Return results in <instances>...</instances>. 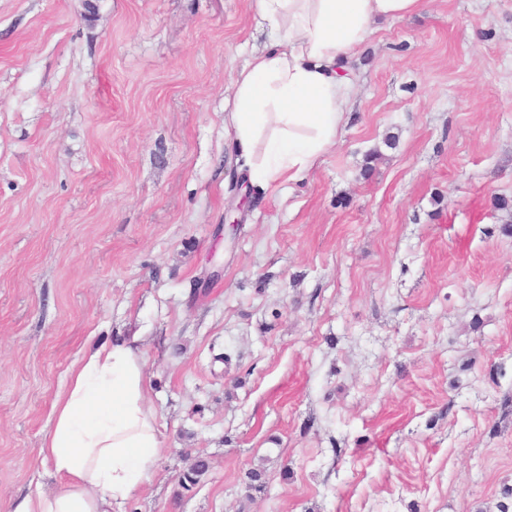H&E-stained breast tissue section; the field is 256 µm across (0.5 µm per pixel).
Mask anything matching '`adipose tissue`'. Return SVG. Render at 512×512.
Listing matches in <instances>:
<instances>
[{"mask_svg": "<svg viewBox=\"0 0 512 512\" xmlns=\"http://www.w3.org/2000/svg\"><path fill=\"white\" fill-rule=\"evenodd\" d=\"M426 0H256L267 48L234 80L224 114L252 183L306 175L351 117L353 59L379 20L421 11ZM137 340L88 341L59 395L39 450L58 488L15 512H112L155 465L160 448Z\"/></svg>", "mask_w": 512, "mask_h": 512, "instance_id": "obj_1", "label": "adipose tissue"}]
</instances>
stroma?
<instances>
[{
  "label": "stroma",
  "mask_w": 512,
  "mask_h": 512,
  "mask_svg": "<svg viewBox=\"0 0 512 512\" xmlns=\"http://www.w3.org/2000/svg\"><path fill=\"white\" fill-rule=\"evenodd\" d=\"M266 44L255 0H0V512L56 487L88 340L133 336L161 450L115 512L512 502V0L380 24L336 147L234 228L224 108Z\"/></svg>",
  "instance_id": "1"
}]
</instances>
